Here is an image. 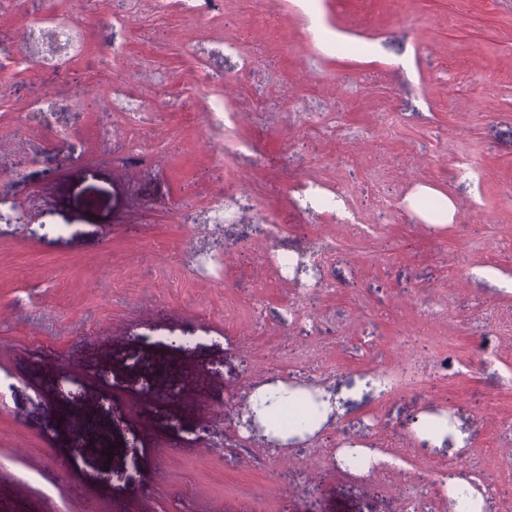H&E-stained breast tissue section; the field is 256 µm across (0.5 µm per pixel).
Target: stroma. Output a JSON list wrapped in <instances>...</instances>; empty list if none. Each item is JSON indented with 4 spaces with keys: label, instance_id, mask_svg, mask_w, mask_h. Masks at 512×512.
I'll use <instances>...</instances> for the list:
<instances>
[{
    "label": "stroma",
    "instance_id": "obj_1",
    "mask_svg": "<svg viewBox=\"0 0 512 512\" xmlns=\"http://www.w3.org/2000/svg\"><path fill=\"white\" fill-rule=\"evenodd\" d=\"M43 15L80 39L57 69L20 60ZM422 188L447 223L413 209ZM15 205L0 512H452L451 479L512 512V0H18ZM286 237L320 278L277 267ZM407 363L419 385L375 382ZM275 375L336 399L293 448L242 422ZM86 412L109 456L74 441ZM426 414L469 442L423 445ZM350 444L369 471L338 462Z\"/></svg>",
    "mask_w": 512,
    "mask_h": 512
}]
</instances>
